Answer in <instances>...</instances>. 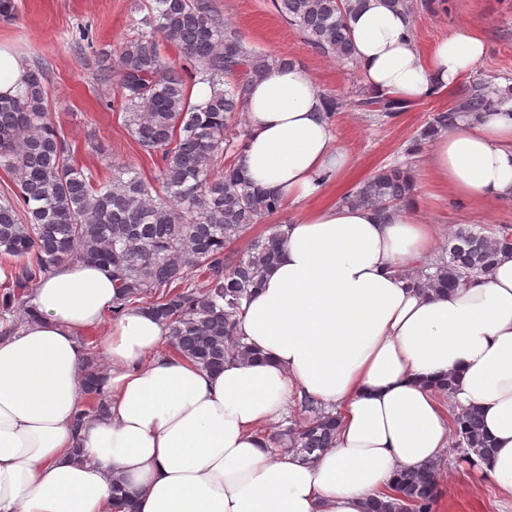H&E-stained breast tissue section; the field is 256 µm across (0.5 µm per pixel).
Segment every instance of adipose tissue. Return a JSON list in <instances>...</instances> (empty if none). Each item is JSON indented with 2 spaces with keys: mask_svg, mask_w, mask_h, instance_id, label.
I'll use <instances>...</instances> for the list:
<instances>
[{
  "mask_svg": "<svg viewBox=\"0 0 512 512\" xmlns=\"http://www.w3.org/2000/svg\"><path fill=\"white\" fill-rule=\"evenodd\" d=\"M349 28L375 97L449 93L485 53L464 32L422 53L411 17L383 0H367ZM244 114L237 164L248 181L309 204L283 225L284 246L239 317L257 359L210 372L165 354L168 327L147 309L111 317V267L58 264L32 291L33 317L0 339V512H367L399 470L439 460L450 418L434 385L448 376L456 407L476 408L496 446L477 468L512 496V255L445 295L412 288L401 271L436 248L434 227L412 197L387 216L322 204L349 157L306 69L271 67ZM427 164L453 198L512 200V102L438 132ZM98 328L110 409L77 434L81 337ZM296 395L339 419L335 447L311 463L272 454L262 431Z\"/></svg>",
  "mask_w": 512,
  "mask_h": 512,
  "instance_id": "1",
  "label": "adipose tissue"
}]
</instances>
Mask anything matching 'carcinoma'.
Instances as JSON below:
<instances>
[{"mask_svg":"<svg viewBox=\"0 0 512 512\" xmlns=\"http://www.w3.org/2000/svg\"><path fill=\"white\" fill-rule=\"evenodd\" d=\"M143 31L113 49L119 108L141 153L158 158L149 180L133 166L112 165L102 181L74 163L71 149L49 109L45 71L29 69L24 91L0 95V168L15 190L0 195V334H13L30 317L22 298L62 262L105 264L118 281L112 316L144 307L169 327L168 353L205 370L224 360L249 362L257 353L238 332L243 302L261 285L284 244L281 225L250 240L241 253L230 246L258 220L276 214L279 197L251 186L235 163L236 114L250 82L271 66H288L286 57L270 60L248 50L239 33L224 22L213 0H152ZM388 7L414 16L431 8L428 0H385ZM365 0H272L278 14L315 49L341 60L353 59L348 17ZM181 53L179 61L162 54L163 43ZM204 82L210 97L191 100L189 90ZM489 86L479 84L454 105L431 115L419 137L448 128L460 114L475 119L493 107ZM354 105L395 113L399 99L363 96ZM414 184L401 165L379 169L355 192L350 205H381L405 200ZM501 253H512V225L489 233L460 230L448 246V259L430 262L411 276L424 293L461 288L489 271ZM81 366L84 401L74 431L109 407L105 378L95 346L85 345ZM303 422L270 437L275 446L304 461L336 445V416L303 398ZM453 435L462 459L493 452L479 414L456 412ZM440 463L398 474L394 498L375 499L369 512H434L439 496Z\"/></svg>","mask_w":512,"mask_h":512,"instance_id":"cac0c4a2","label":"carcinoma"}]
</instances>
